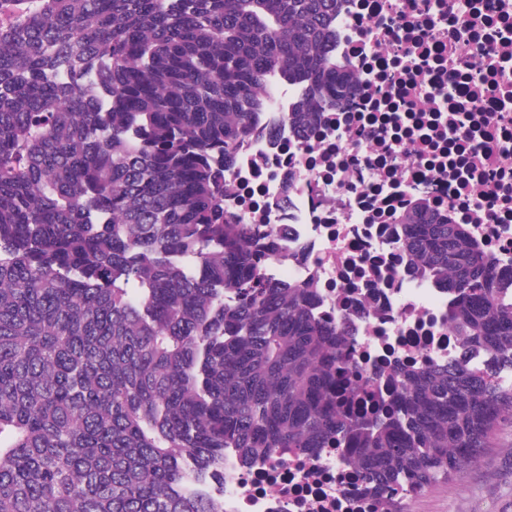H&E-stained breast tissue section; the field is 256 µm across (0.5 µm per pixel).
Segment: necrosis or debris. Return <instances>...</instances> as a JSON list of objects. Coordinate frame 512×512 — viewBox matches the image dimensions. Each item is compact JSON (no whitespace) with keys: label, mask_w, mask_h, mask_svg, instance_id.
<instances>
[{"label":"necrosis or debris","mask_w":512,"mask_h":512,"mask_svg":"<svg viewBox=\"0 0 512 512\" xmlns=\"http://www.w3.org/2000/svg\"><path fill=\"white\" fill-rule=\"evenodd\" d=\"M332 54L348 97L288 122L299 85L277 83L257 124L224 152V219L246 225L263 281L314 287L368 388L376 376L454 361L447 288L410 267L401 212L424 201L481 243L499 302L512 303V0H343ZM341 448L240 461L224 482L184 487L219 512H378Z\"/></svg>","instance_id":"obj_1"}]
</instances>
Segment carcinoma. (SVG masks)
<instances>
[{"label": "carcinoma", "mask_w": 512, "mask_h": 512, "mask_svg": "<svg viewBox=\"0 0 512 512\" xmlns=\"http://www.w3.org/2000/svg\"><path fill=\"white\" fill-rule=\"evenodd\" d=\"M339 2L0 0L23 16L0 25V512H218L184 491L186 459L220 482L226 448L333 442L398 512L512 417V390L467 365L479 345L512 367V305L459 225L403 218L412 266L455 277L461 355L395 373L366 416L313 288L262 281L224 221V148L273 82L307 83L301 125L354 82L328 51Z\"/></svg>", "instance_id": "1"}]
</instances>
